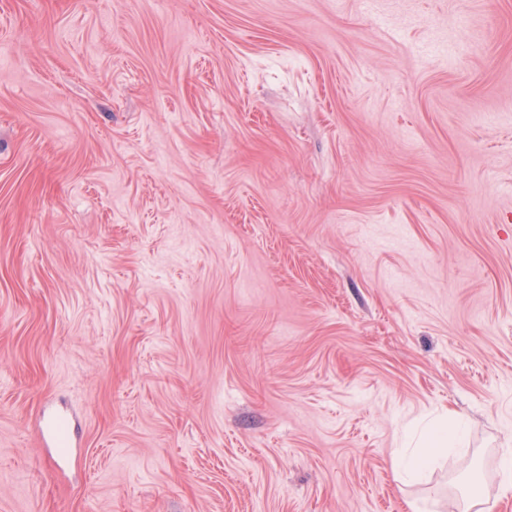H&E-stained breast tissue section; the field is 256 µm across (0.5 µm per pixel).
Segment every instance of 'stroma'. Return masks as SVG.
I'll return each mask as SVG.
<instances>
[{
	"instance_id": "1",
	"label": "stroma",
	"mask_w": 512,
	"mask_h": 512,
	"mask_svg": "<svg viewBox=\"0 0 512 512\" xmlns=\"http://www.w3.org/2000/svg\"><path fill=\"white\" fill-rule=\"evenodd\" d=\"M509 467L512 0H0V512H512ZM458 442V432L448 429V425L437 423L430 427L424 436L422 451L398 467V480L417 478L432 465L435 456L455 451Z\"/></svg>"
}]
</instances>
